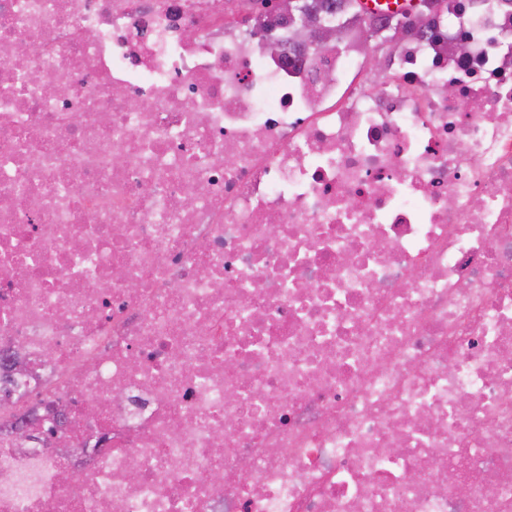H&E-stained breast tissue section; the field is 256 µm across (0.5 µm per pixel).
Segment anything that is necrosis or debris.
<instances>
[{"label": "necrosis or debris", "instance_id": "obj_1", "mask_svg": "<svg viewBox=\"0 0 512 512\" xmlns=\"http://www.w3.org/2000/svg\"><path fill=\"white\" fill-rule=\"evenodd\" d=\"M269 12L0 0V512H512V0ZM277 8L283 12H289V16L293 17L296 10L299 12L298 18L301 23V33L296 40V46L302 51H309L311 48H328L331 47V41L338 38V29L328 16L321 15L320 11L313 7L292 0L289 3H297L288 6V2L277 1Z\"/></svg>", "mask_w": 512, "mask_h": 512}]
</instances>
